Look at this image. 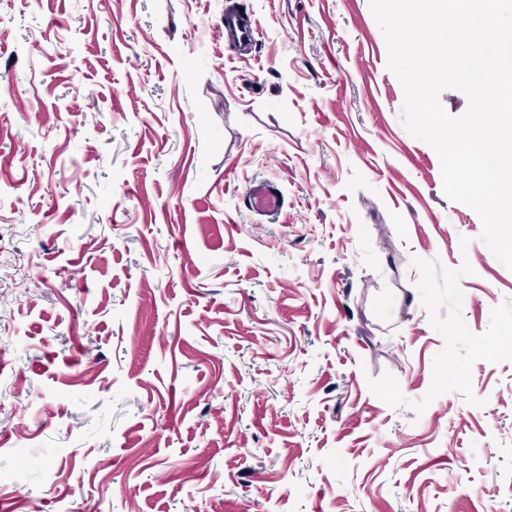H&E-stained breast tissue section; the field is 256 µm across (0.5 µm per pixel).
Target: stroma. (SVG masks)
Instances as JSON below:
<instances>
[{"instance_id": "obj_1", "label": "stroma", "mask_w": 512, "mask_h": 512, "mask_svg": "<svg viewBox=\"0 0 512 512\" xmlns=\"http://www.w3.org/2000/svg\"><path fill=\"white\" fill-rule=\"evenodd\" d=\"M403 102L369 0H0V512H512V270ZM251 208L259 213H275L281 207V199L269 182H259L248 192Z\"/></svg>"}]
</instances>
